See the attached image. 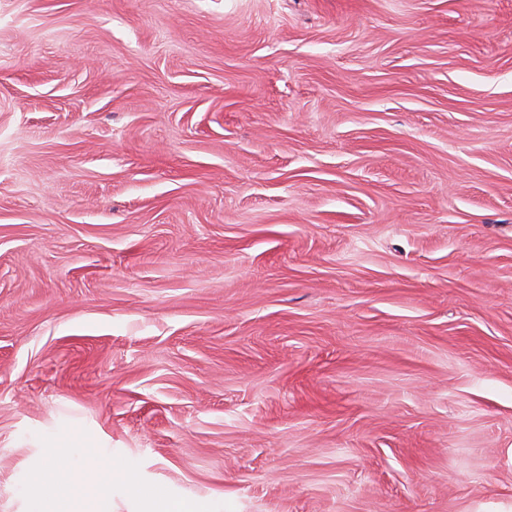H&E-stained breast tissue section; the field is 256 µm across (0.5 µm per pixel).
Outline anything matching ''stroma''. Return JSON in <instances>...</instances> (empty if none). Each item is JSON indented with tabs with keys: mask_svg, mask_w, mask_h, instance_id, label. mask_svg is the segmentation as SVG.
Wrapping results in <instances>:
<instances>
[{
	"mask_svg": "<svg viewBox=\"0 0 512 512\" xmlns=\"http://www.w3.org/2000/svg\"><path fill=\"white\" fill-rule=\"evenodd\" d=\"M58 447L94 512H512V0H0V512Z\"/></svg>",
	"mask_w": 512,
	"mask_h": 512,
	"instance_id": "obj_1",
	"label": "stroma"
}]
</instances>
